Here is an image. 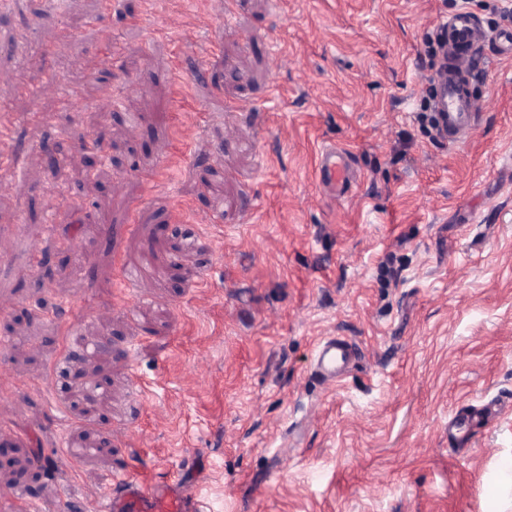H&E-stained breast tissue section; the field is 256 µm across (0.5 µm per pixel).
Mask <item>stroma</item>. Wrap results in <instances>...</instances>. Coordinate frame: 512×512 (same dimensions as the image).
I'll use <instances>...</instances> for the list:
<instances>
[{
	"instance_id": "obj_1",
	"label": "stroma",
	"mask_w": 512,
	"mask_h": 512,
	"mask_svg": "<svg viewBox=\"0 0 512 512\" xmlns=\"http://www.w3.org/2000/svg\"><path fill=\"white\" fill-rule=\"evenodd\" d=\"M99 6L0 13L23 163L0 173V368L43 382L0 389L19 429L0 491L95 512L137 472L181 477L198 512H512V55L471 80L469 141L417 119L426 35L460 10L512 29V0H238L228 22L224 0ZM328 145L355 172L341 200L317 176ZM328 336L358 352L332 384ZM483 404L456 446L449 420Z\"/></svg>"
}]
</instances>
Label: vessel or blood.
Masks as SVG:
<instances>
[{"instance_id": "obj_1", "label": "vessel or blood", "mask_w": 512, "mask_h": 512, "mask_svg": "<svg viewBox=\"0 0 512 512\" xmlns=\"http://www.w3.org/2000/svg\"><path fill=\"white\" fill-rule=\"evenodd\" d=\"M442 39L441 67L434 77L432 100L441 135L449 142H464L473 133L481 104L465 88L480 54L496 45L512 51V31L494 32L482 26L468 12L460 11L436 28ZM345 152L328 146L322 151L319 178L333 197H344L351 184V171L344 163ZM355 346L346 338H324L316 350V372L335 382L348 371ZM103 512H196L195 495L190 487L172 480L149 484L137 474L125 473L113 481L111 493L102 501ZM33 503L27 492L16 489L0 495V512H31Z\"/></svg>"}]
</instances>
